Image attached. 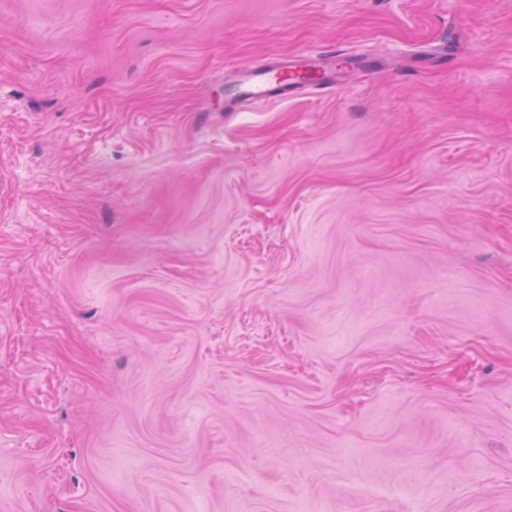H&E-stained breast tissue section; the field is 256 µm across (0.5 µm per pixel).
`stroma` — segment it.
<instances>
[{
    "mask_svg": "<svg viewBox=\"0 0 512 512\" xmlns=\"http://www.w3.org/2000/svg\"><path fill=\"white\" fill-rule=\"evenodd\" d=\"M0 512H512V0H0ZM294 74H300V69L291 65L253 73L241 94L247 99H279L275 95H285L286 89L294 88L295 84L288 85V88L283 84Z\"/></svg>",
    "mask_w": 512,
    "mask_h": 512,
    "instance_id": "1",
    "label": "stroma"
}]
</instances>
